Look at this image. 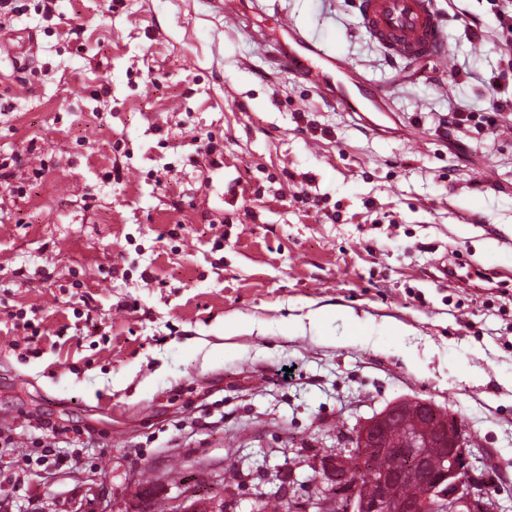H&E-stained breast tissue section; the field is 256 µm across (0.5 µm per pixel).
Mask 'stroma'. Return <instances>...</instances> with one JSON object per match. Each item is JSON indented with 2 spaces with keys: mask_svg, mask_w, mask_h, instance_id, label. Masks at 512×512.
Segmentation results:
<instances>
[{
  "mask_svg": "<svg viewBox=\"0 0 512 512\" xmlns=\"http://www.w3.org/2000/svg\"><path fill=\"white\" fill-rule=\"evenodd\" d=\"M17 4L0 512H153L188 485L252 512L274 475L309 473L299 450L401 398L461 419L512 512V284L463 281L512 275V120L442 125L492 109L488 0H437L443 64L387 58L357 0H262L246 31L207 0ZM282 13L390 111H343L272 61L252 34Z\"/></svg>",
  "mask_w": 512,
  "mask_h": 512,
  "instance_id": "1",
  "label": "stroma"
}]
</instances>
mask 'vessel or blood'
Wrapping results in <instances>:
<instances>
[{
	"mask_svg": "<svg viewBox=\"0 0 512 512\" xmlns=\"http://www.w3.org/2000/svg\"><path fill=\"white\" fill-rule=\"evenodd\" d=\"M226 23L239 26L244 21L241 0H209ZM361 26L367 36L389 56L401 59L427 57L447 60L448 42L434 10V0H359ZM281 34L278 55L287 57L292 71L316 86L326 98H341L347 111L363 112L373 98L361 78H353L354 91H337L339 75H351L350 67L327 54L303 36L288 17L276 21Z\"/></svg>",
	"mask_w": 512,
	"mask_h": 512,
	"instance_id": "obj_1",
	"label": "vessel or blood"
}]
</instances>
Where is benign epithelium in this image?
<instances>
[{
	"mask_svg": "<svg viewBox=\"0 0 512 512\" xmlns=\"http://www.w3.org/2000/svg\"><path fill=\"white\" fill-rule=\"evenodd\" d=\"M410 406L418 417L442 415L439 436L440 463L431 464L428 448L418 444L419 436L409 438L413 456L409 458L423 479L425 493L416 499H403L399 487L405 472L390 468L360 487V479L346 471V457L355 446L370 448L388 437L389 419ZM469 437L460 419L440 410L428 400H402L388 405L374 418L361 423L346 438L344 447L335 448L325 457L327 483L336 485V491L325 490L308 506L311 512H497L493 494L486 491L481 477L471 462Z\"/></svg>",
	"mask_w": 512,
	"mask_h": 512,
	"instance_id": "7a95c632",
	"label": "benign epithelium"
}]
</instances>
